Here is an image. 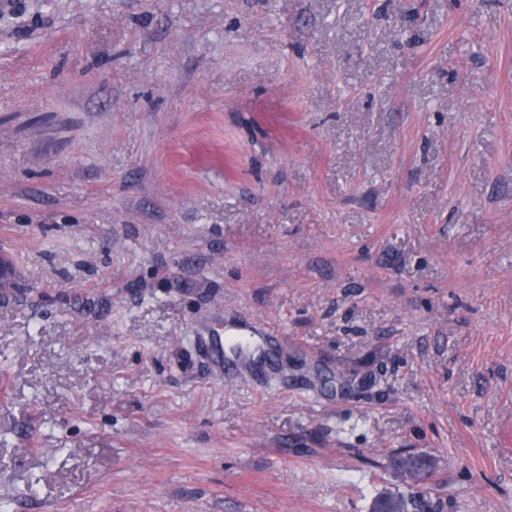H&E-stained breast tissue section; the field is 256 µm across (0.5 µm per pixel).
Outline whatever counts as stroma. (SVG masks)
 I'll return each mask as SVG.
<instances>
[{
    "label": "stroma",
    "instance_id": "1",
    "mask_svg": "<svg viewBox=\"0 0 512 512\" xmlns=\"http://www.w3.org/2000/svg\"><path fill=\"white\" fill-rule=\"evenodd\" d=\"M2 250L13 512H512V0H0ZM199 349L204 355L209 356L218 363H224V358L232 363L236 373L247 375L254 368L256 350L259 346L265 347L270 344L268 336L260 335L258 331L249 330L239 325L224 326V342L233 340L239 343V347L230 349V355L224 350L222 338L205 335L204 331L196 336Z\"/></svg>",
    "mask_w": 512,
    "mask_h": 512
}]
</instances>
